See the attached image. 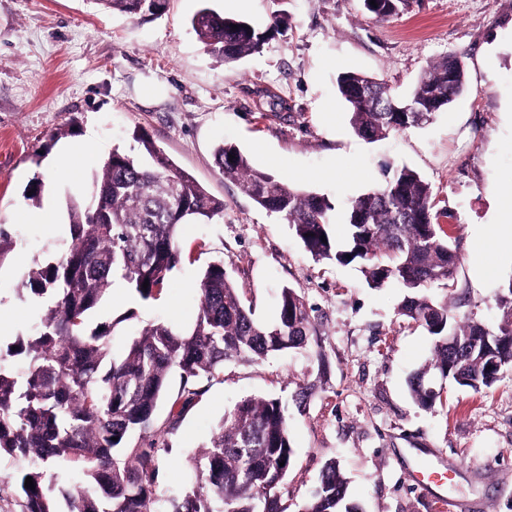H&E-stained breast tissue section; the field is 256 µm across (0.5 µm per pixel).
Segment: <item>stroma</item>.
Here are the masks:
<instances>
[{
    "label": "stroma",
    "instance_id": "stroma-1",
    "mask_svg": "<svg viewBox=\"0 0 512 512\" xmlns=\"http://www.w3.org/2000/svg\"><path fill=\"white\" fill-rule=\"evenodd\" d=\"M265 29L277 0H169L161 16L130 17L93 0H0V224L17 245L0 260V349L29 336L48 297L21 285L33 263L57 259L70 242L68 209L88 200L92 177L113 149L138 154L144 130L224 211L185 225L182 258L155 299L114 292L88 317L110 326L113 357L148 324L189 323L206 267L223 262L244 303L274 323L283 287L309 306L318 340L265 358H231L219 378L201 382L179 427L165 434L161 486L177 492L189 460L207 446L224 412L241 399H290L294 463L281 489L287 512H302L323 465L336 461L361 512H444L435 495L411 484L408 451L431 448L458 467L449 498L465 512H512V367L489 388L447 382L424 409L408 380L431 356L432 338L399 313L402 291L369 287L360 263L315 261L283 218L241 194L214 158L236 145L254 168L329 197L333 233L346 240L348 202L407 167L428 181L438 222L456 245L451 294L484 321L512 275V239L502 238L495 267L478 274L470 240L503 221L500 192L512 178V0H418L383 22L362 0H288V31L261 53L225 64L190 25L202 3ZM458 57L465 84L423 127L367 141L357 137L336 86L358 71L407 93L431 61ZM287 100L272 112L262 90ZM93 135L76 157L69 148ZM39 186L38 204L25 195Z\"/></svg>",
    "mask_w": 512,
    "mask_h": 512
}]
</instances>
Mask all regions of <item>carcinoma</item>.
<instances>
[{"label":"carcinoma","mask_w":512,"mask_h":512,"mask_svg":"<svg viewBox=\"0 0 512 512\" xmlns=\"http://www.w3.org/2000/svg\"><path fill=\"white\" fill-rule=\"evenodd\" d=\"M362 2L377 21L412 7V0H376L375 7ZM95 3L131 16L155 15L151 0ZM287 24L284 11L260 30L206 4L191 19L204 47L226 63L260 52ZM453 64L452 56L435 61L402 97L378 79L340 73L337 89L355 134L373 141L414 127L402 118L403 108L431 117L446 107L465 83V70ZM133 137L142 157L113 150L93 176L91 202L70 208L66 253L28 269L23 286L35 295L50 294L51 302L34 334L0 353V452L25 460L26 475L35 484L33 490L22 488L19 512H57L47 490L59 459L80 475L64 494L67 512H287L279 487L294 452L288 408L279 398H244L224 412L196 464L194 483L177 496L160 488L162 449L156 441L132 440L136 433L144 438L152 433L172 373L179 374L181 390L173 401L179 410L166 422L169 431L199 395L194 383L218 377L225 360L303 349L314 333L312 308L292 288H282L276 321L263 324L245 306L224 263L214 262L198 285L200 305L191 324H150L132 339L123 358L111 357L110 327L90 330L86 319L109 295L114 278L144 300L155 297L182 259V226L224 212V201L178 169L146 132L137 130ZM215 160L242 194L281 215L315 260L357 261L369 287L395 283L405 290L400 314L433 336L431 360L410 381L419 405L437 402L422 386L430 371H446L456 384L475 391L493 385L498 372L483 360L486 344L495 348L498 362L512 366V277L500 288V314L493 324L471 314L452 315L447 299L430 293L435 285L447 288L454 282L459 256L434 222L433 188L417 172L403 168L352 199L347 244L340 247L330 232L335 206L327 196L253 168L234 145L221 144ZM18 355L26 360L21 375L9 365ZM304 510L359 512L336 462L325 463Z\"/></svg>","instance_id":"1"}]
</instances>
